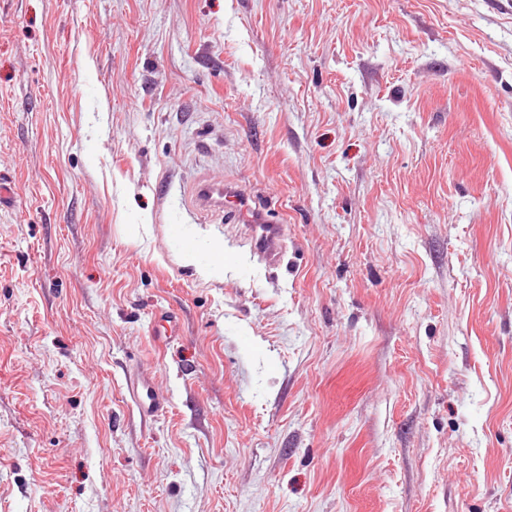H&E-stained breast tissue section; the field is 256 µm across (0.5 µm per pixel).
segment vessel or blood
<instances>
[{
	"mask_svg": "<svg viewBox=\"0 0 512 512\" xmlns=\"http://www.w3.org/2000/svg\"><path fill=\"white\" fill-rule=\"evenodd\" d=\"M203 209L228 208L230 214L244 224L250 237L251 250L268 264L277 263L281 257L282 228L268 223L264 207L246 189L202 184L196 193ZM127 392L141 415L155 416L167 404V398L156 388L153 379L146 375H133L127 381Z\"/></svg>",
	"mask_w": 512,
	"mask_h": 512,
	"instance_id": "b4317fda",
	"label": "vessel or blood"
}]
</instances>
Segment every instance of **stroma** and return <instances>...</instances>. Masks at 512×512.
Returning <instances> with one entry per match:
<instances>
[{
  "label": "stroma",
  "mask_w": 512,
  "mask_h": 512,
  "mask_svg": "<svg viewBox=\"0 0 512 512\" xmlns=\"http://www.w3.org/2000/svg\"><path fill=\"white\" fill-rule=\"evenodd\" d=\"M0 181V512H512V0H0ZM198 204L204 210L229 209V213L245 224L250 237L251 250L268 264H276L281 257L282 226L268 223L266 208L242 187L202 184L196 193ZM127 392L141 415L155 416L167 405V397L156 388L153 379L146 375H133L127 380Z\"/></svg>",
  "instance_id": "35a3bbf8"
}]
</instances>
